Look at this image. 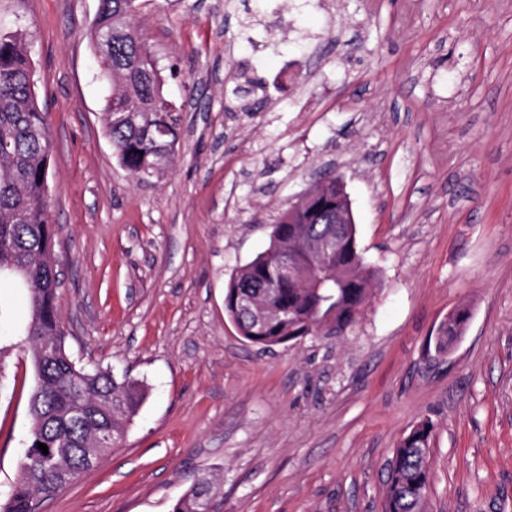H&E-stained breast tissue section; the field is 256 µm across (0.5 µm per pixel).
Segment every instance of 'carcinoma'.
Returning a JSON list of instances; mask_svg holds the SVG:
<instances>
[{"instance_id":"obj_1","label":"carcinoma","mask_w":512,"mask_h":512,"mask_svg":"<svg viewBox=\"0 0 512 512\" xmlns=\"http://www.w3.org/2000/svg\"><path fill=\"white\" fill-rule=\"evenodd\" d=\"M137 0H100L92 40L102 58L100 74L112 84L103 113L106 134L119 163L145 182L159 177L171 163L181 115L163 92L161 71L152 51L131 26ZM30 54L20 28L0 31V279L30 286L29 324L36 386L28 407L29 447L44 443L49 453L25 455L20 474L0 512H36L40 499L67 488L111 448L95 451V441L112 436L122 446L128 428L145 399L143 384L124 374L117 378L97 364L73 358L59 315L60 273L50 257L55 235L50 224L46 182L51 145L37 92L28 84ZM321 195L296 212L283 211L274 224L269 246L230 275L224 308L244 340L263 349L306 336L345 337L363 317L373 294L376 270L366 262L356 240V225L329 224L309 214L336 201L332 180ZM342 246L327 262L311 257L308 242L336 233ZM288 249L300 280L272 286L268 268ZM272 301L280 311L262 324L244 310L242 299ZM470 311L448 313L435 336V352L445 353L465 331ZM44 341L53 352L40 355ZM432 420L417 422L387 459L384 512H421L430 484ZM216 479H197L173 505L172 512H198L200 499L215 496Z\"/></svg>"}]
</instances>
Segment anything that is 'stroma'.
<instances>
[{"instance_id": "1", "label": "stroma", "mask_w": 512, "mask_h": 512, "mask_svg": "<svg viewBox=\"0 0 512 512\" xmlns=\"http://www.w3.org/2000/svg\"><path fill=\"white\" fill-rule=\"evenodd\" d=\"M98 6L0 0L46 108L68 344L147 387L124 445L37 512H171L205 473L219 512H382L385 462L424 418V512H512V0H138L183 115L149 183L106 135ZM327 170L374 297L346 340L260 348L226 283ZM26 304L0 288V500L29 445ZM469 318L470 311L465 307H457L450 311L446 320L436 331L435 352L445 353L452 342L463 334Z\"/></svg>"}]
</instances>
